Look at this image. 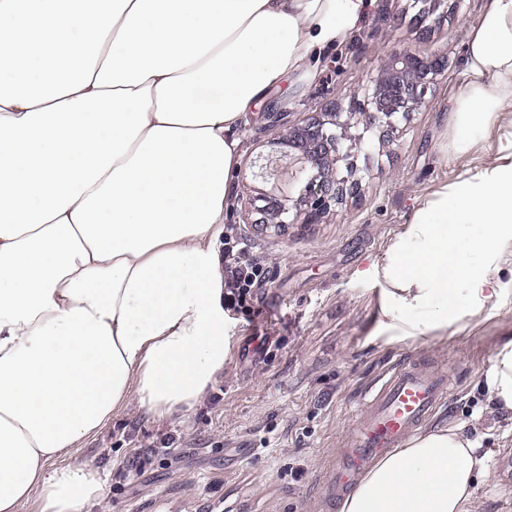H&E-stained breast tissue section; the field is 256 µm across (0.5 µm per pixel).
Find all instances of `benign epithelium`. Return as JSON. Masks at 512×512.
Returning a JSON list of instances; mask_svg holds the SVG:
<instances>
[{"mask_svg":"<svg viewBox=\"0 0 512 512\" xmlns=\"http://www.w3.org/2000/svg\"><path fill=\"white\" fill-rule=\"evenodd\" d=\"M443 59L437 54L423 56L407 51L394 54L391 61L374 81L371 93L363 101L355 102L349 112H322L288 129L276 139L310 166L312 174L304 185L298 208L282 203L265 205L258 211L267 215L264 224L277 228L294 224H315L331 204L357 186L356 169L342 142L351 129L362 131L358 140L374 129H393L400 120L425 101L430 85L442 69Z\"/></svg>","mask_w":512,"mask_h":512,"instance_id":"benign-epithelium-1","label":"benign epithelium"}]
</instances>
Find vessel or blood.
<instances>
[{
  "label": "vessel or blood",
  "instance_id": "obj_1",
  "mask_svg": "<svg viewBox=\"0 0 512 512\" xmlns=\"http://www.w3.org/2000/svg\"><path fill=\"white\" fill-rule=\"evenodd\" d=\"M451 393L448 375L408 357L355 412L354 427L332 460L324 499L335 503L354 488L373 461L408 442Z\"/></svg>",
  "mask_w": 512,
  "mask_h": 512
}]
</instances>
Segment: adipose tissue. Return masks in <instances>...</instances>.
<instances>
[{
    "mask_svg": "<svg viewBox=\"0 0 512 512\" xmlns=\"http://www.w3.org/2000/svg\"><path fill=\"white\" fill-rule=\"evenodd\" d=\"M367 0H0V512H84L105 476L54 466L113 415L195 408L224 359V202L249 112ZM457 148L512 112V0L466 46ZM480 225L467 238L469 225ZM512 133L422 200L369 272L386 343L444 338L512 290ZM484 389L512 412V337ZM463 427L379 459L340 512H471Z\"/></svg>",
    "mask_w": 512,
    "mask_h": 512,
    "instance_id": "1",
    "label": "adipose tissue"
}]
</instances>
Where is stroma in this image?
<instances>
[{"mask_svg": "<svg viewBox=\"0 0 512 512\" xmlns=\"http://www.w3.org/2000/svg\"><path fill=\"white\" fill-rule=\"evenodd\" d=\"M439 21H419L420 0H373L352 39L325 53L316 78L291 77L250 112L240 172L225 226L265 269L250 313L235 324L224 369L192 411L159 420L129 407L77 456L107 476L84 512H332L322 497L328 460L353 427V411L407 356L444 366L454 393L431 427L464 426L489 457L475 512H512V413L490 412L484 374L497 345L512 336V296L476 326L445 343L387 344L377 338L380 289L358 278L381 257L421 199L495 156L506 123L456 151L455 98L469 81L463 55L489 0H447ZM439 54L445 67L425 104L388 136L347 148L361 176L358 194L315 224L258 225L266 196L296 207L308 177L302 160L273 140L287 127L363 98L392 55ZM268 175L258 176L259 167Z\"/></svg>", "mask_w": 512, "mask_h": 512, "instance_id": "35a3bbf8", "label": "stroma"}]
</instances>
